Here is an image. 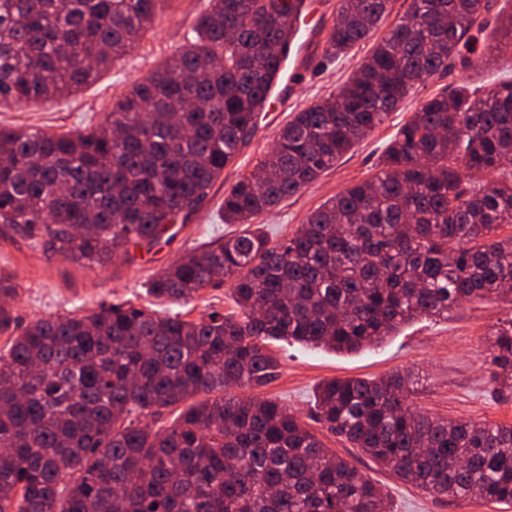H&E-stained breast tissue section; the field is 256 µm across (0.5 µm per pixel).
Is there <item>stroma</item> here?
Segmentation results:
<instances>
[{"label":"stroma","mask_w":512,"mask_h":512,"mask_svg":"<svg viewBox=\"0 0 512 512\" xmlns=\"http://www.w3.org/2000/svg\"><path fill=\"white\" fill-rule=\"evenodd\" d=\"M209 0H167L154 25L121 60L115 61L76 94L39 106H0V126L37 128L49 133H75L97 125L105 112L138 78L177 52L193 36L197 18ZM370 43L347 54L320 55L310 76L302 80L288 100L271 102L265 120L242 147L232 165L213 185L197 211L174 224L168 243L138 253L132 263L115 261L100 268L81 266L46 254L35 240L0 224V272L11 274L18 294L10 304L19 326L34 319L71 312L90 314L100 306L130 303L150 307L160 314H180L197 319L211 311L227 313L235 304L229 285L206 288L185 304L158 300L146 292L147 282L193 248L233 232L223 218L224 193L237 180L255 170L269 151L290 113L328 97L347 81L367 56ZM512 80V60L487 69L454 68L419 84L411 98L361 143L324 172L308 188L259 216L272 241L290 238L307 216L377 169L386 144L411 116L417 103L456 83L488 86ZM512 317V303L484 300L454 308L447 320L420 319L403 326L384 343L358 353H335L284 341L268 342L280 367L275 379L257 394L285 404L312 427L327 448L350 461L382 489L388 512H512V506L477 497L466 500L436 499L402 483L379 468L358 449L322 428L315 419V390L332 378H376L396 372H414L413 401L423 412L477 422L512 425V391L494 389L490 383V332L501 320Z\"/></svg>","instance_id":"stroma-1"}]
</instances>
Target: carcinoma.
<instances>
[{"instance_id": "cac0c4a2", "label": "carcinoma", "mask_w": 512, "mask_h": 512, "mask_svg": "<svg viewBox=\"0 0 512 512\" xmlns=\"http://www.w3.org/2000/svg\"><path fill=\"white\" fill-rule=\"evenodd\" d=\"M167 0H0V103L77 92L121 59ZM394 0H340L339 56L370 40ZM491 0H411L354 75L291 114L258 172L224 193L239 230L152 277L184 302L231 283L237 311L199 319L132 305L39 318L17 331L0 274V512H384L375 482L273 399L268 340L353 352L460 302L512 296V81L418 102L371 178L274 242L251 220L316 181L416 85L459 65L488 27L490 66L512 48ZM292 0H210L194 37L136 80L87 132L0 127V223L79 265L136 260L170 240L256 129L292 36ZM492 381L512 387V318L491 331ZM411 375L335 378L320 423L434 497L512 505V425L429 416ZM179 409L155 431L139 417Z\"/></svg>"}]
</instances>
